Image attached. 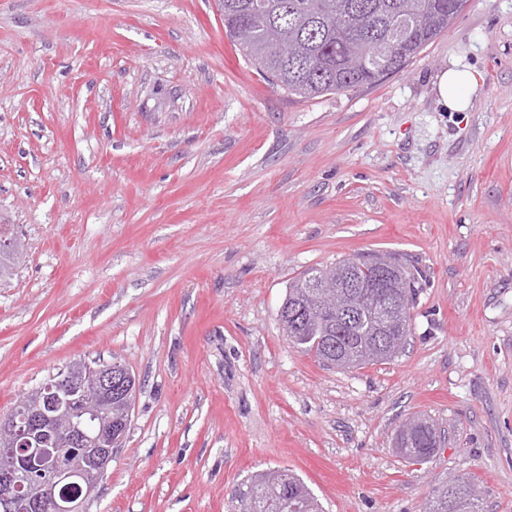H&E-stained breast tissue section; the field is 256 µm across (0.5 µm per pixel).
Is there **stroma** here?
Instances as JSON below:
<instances>
[{"instance_id": "obj_1", "label": "stroma", "mask_w": 512, "mask_h": 512, "mask_svg": "<svg viewBox=\"0 0 512 512\" xmlns=\"http://www.w3.org/2000/svg\"><path fill=\"white\" fill-rule=\"evenodd\" d=\"M466 112L436 103L452 61ZM0 416L78 360L138 381L86 512H240L285 467L323 512H423L469 479L512 512V0H468L402 71L303 99L264 80L216 0H0ZM367 251L420 279L405 356L319 364L278 312ZM447 445L394 446L412 416ZM454 64L436 76V100L448 112H466L472 106V94L477 90L476 72L469 66ZM421 423L407 430H397L394 444L410 464H424L446 444L445 431L424 416L414 418Z\"/></svg>"}]
</instances>
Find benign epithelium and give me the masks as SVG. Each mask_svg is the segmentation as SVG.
Returning <instances> with one entry per match:
<instances>
[{"mask_svg":"<svg viewBox=\"0 0 512 512\" xmlns=\"http://www.w3.org/2000/svg\"><path fill=\"white\" fill-rule=\"evenodd\" d=\"M357 317V308L336 306V327L351 326ZM84 391L68 369L40 390L22 417L0 418V512H81L83 500L97 488L124 441L122 434L93 437L76 420L70 445L84 450L83 457L68 449L48 448L55 436L56 417L72 413ZM96 392L100 399L112 402V367L98 370ZM75 486L78 494H63V489Z\"/></svg>","mask_w":512,"mask_h":512,"instance_id":"obj_1","label":"benign epithelium"}]
</instances>
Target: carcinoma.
Returning a JSON list of instances; mask_svg holds the SVG:
<instances>
[{
  "mask_svg": "<svg viewBox=\"0 0 512 512\" xmlns=\"http://www.w3.org/2000/svg\"><path fill=\"white\" fill-rule=\"evenodd\" d=\"M311 0H218L226 34L237 40L245 56L271 83L300 98L373 85L402 71L411 58H400L387 47L412 16L426 24L407 35L413 55L447 30L467 0H323L320 15L309 11ZM385 259L395 280L388 292L414 304L415 276L407 259L398 254L360 253L337 263L354 265L359 279L377 276ZM315 269L288 287L279 310L286 336L302 352L324 364L336 363V350L353 352L372 342L393 341L397 354L409 345L406 336H382L387 315L369 307L347 336L336 335L333 313L309 309L306 293ZM420 424L398 429L394 444L410 464H423L446 444L445 431L423 416ZM82 421L95 433L108 431L105 412L85 414ZM238 497L246 512H322L304 481L288 469L256 472L241 483ZM425 512H483L473 484L464 477L445 480L434 489Z\"/></svg>",
  "mask_w": 512,
  "mask_h": 512,
  "instance_id": "1",
  "label": "carcinoma"
}]
</instances>
